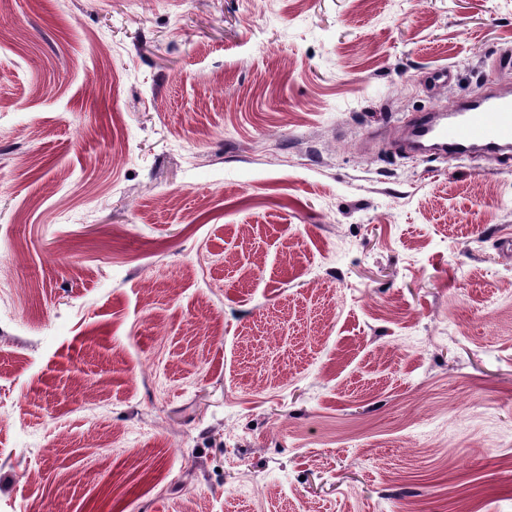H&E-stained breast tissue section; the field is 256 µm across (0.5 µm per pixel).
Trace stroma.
Here are the masks:
<instances>
[{"instance_id":"obj_1","label":"stroma","mask_w":512,"mask_h":512,"mask_svg":"<svg viewBox=\"0 0 512 512\" xmlns=\"http://www.w3.org/2000/svg\"><path fill=\"white\" fill-rule=\"evenodd\" d=\"M0 26V512H512V167L397 148L512 0Z\"/></svg>"}]
</instances>
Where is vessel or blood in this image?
Wrapping results in <instances>:
<instances>
[{
  "mask_svg": "<svg viewBox=\"0 0 512 512\" xmlns=\"http://www.w3.org/2000/svg\"><path fill=\"white\" fill-rule=\"evenodd\" d=\"M412 146L433 143L441 154L468 157L487 152L512 162V94L488 91L481 100L438 108L414 118L407 128Z\"/></svg>",
  "mask_w": 512,
  "mask_h": 512,
  "instance_id": "b4317fda",
  "label": "vessel or blood"
}]
</instances>
